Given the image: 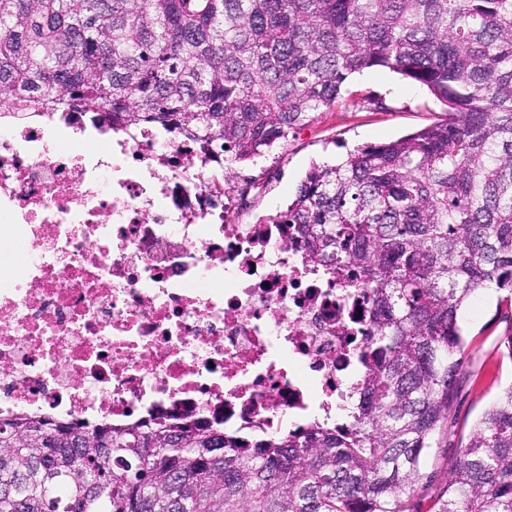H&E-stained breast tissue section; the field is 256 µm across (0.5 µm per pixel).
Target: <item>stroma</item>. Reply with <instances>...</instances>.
Listing matches in <instances>:
<instances>
[{
  "instance_id": "obj_1",
  "label": "stroma",
  "mask_w": 512,
  "mask_h": 512,
  "mask_svg": "<svg viewBox=\"0 0 512 512\" xmlns=\"http://www.w3.org/2000/svg\"><path fill=\"white\" fill-rule=\"evenodd\" d=\"M381 101L367 109L363 100ZM441 104L429 91L386 69H371L345 82L340 98L316 114L305 128L290 134L246 168L264 178L256 200L259 212L286 209L313 164L339 162L356 147L395 140L443 119ZM467 343L465 374L452 410V424L440 447L431 449L423 465L430 489H417V512H429L431 488L445 485L450 467L469 440L475 423L500 393L512 383V358L502 339L512 331V306L501 303L499 292L477 291L461 317Z\"/></svg>"
}]
</instances>
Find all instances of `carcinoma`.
<instances>
[{
	"label": "carcinoma",
	"instance_id": "carcinoma-1",
	"mask_svg": "<svg viewBox=\"0 0 512 512\" xmlns=\"http://www.w3.org/2000/svg\"><path fill=\"white\" fill-rule=\"evenodd\" d=\"M419 83L445 119L313 166L292 242L370 291L346 420L249 442L170 421H0V512H415L448 433L461 309L512 302V0H0V95L145 127L231 163L331 107L356 72ZM433 512H512V384L474 425Z\"/></svg>",
	"mask_w": 512,
	"mask_h": 512
}]
</instances>
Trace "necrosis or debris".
Returning a JSON list of instances; mask_svg holds the SVG:
<instances>
[{
    "instance_id": "1",
    "label": "necrosis or debris",
    "mask_w": 512,
    "mask_h": 512,
    "mask_svg": "<svg viewBox=\"0 0 512 512\" xmlns=\"http://www.w3.org/2000/svg\"><path fill=\"white\" fill-rule=\"evenodd\" d=\"M188 140L0 102V420L189 414L245 440L335 424L361 370L364 288L304 260L252 185Z\"/></svg>"
}]
</instances>
